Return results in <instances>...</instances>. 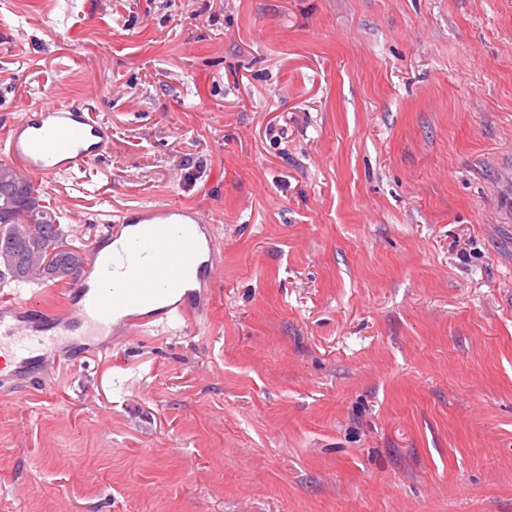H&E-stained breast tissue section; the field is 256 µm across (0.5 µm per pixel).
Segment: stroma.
Returning <instances> with one entry per match:
<instances>
[{"instance_id": "obj_1", "label": "stroma", "mask_w": 512, "mask_h": 512, "mask_svg": "<svg viewBox=\"0 0 512 512\" xmlns=\"http://www.w3.org/2000/svg\"><path fill=\"white\" fill-rule=\"evenodd\" d=\"M0 0V128L88 251L206 212L215 302L0 394V512H512V0ZM24 112L1 143L2 159L23 176L73 173L112 149V128L70 103L27 106ZM1 169L16 171L2 161Z\"/></svg>"}]
</instances>
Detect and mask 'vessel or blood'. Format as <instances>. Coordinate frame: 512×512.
Wrapping results in <instances>:
<instances>
[{"mask_svg":"<svg viewBox=\"0 0 512 512\" xmlns=\"http://www.w3.org/2000/svg\"><path fill=\"white\" fill-rule=\"evenodd\" d=\"M111 149V127L69 103L26 107L0 140V158L26 177L72 173ZM109 240L111 254L91 251L61 309L0 296V382L9 390L40 385L51 353L90 357L154 324L190 320L215 281L218 243L198 208L126 210Z\"/></svg>","mask_w":512,"mask_h":512,"instance_id":"b4317fda","label":"vessel or blood"}]
</instances>
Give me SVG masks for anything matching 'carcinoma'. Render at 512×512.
<instances>
[{
    "instance_id": "carcinoma-1",
    "label": "carcinoma",
    "mask_w": 512,
    "mask_h": 512,
    "mask_svg": "<svg viewBox=\"0 0 512 512\" xmlns=\"http://www.w3.org/2000/svg\"><path fill=\"white\" fill-rule=\"evenodd\" d=\"M29 200L7 201L0 193V210L8 222L0 223V253L12 254L11 277L18 282L62 281L82 268L84 258L65 245L66 232L55 216L40 205L35 187L28 185Z\"/></svg>"
}]
</instances>
